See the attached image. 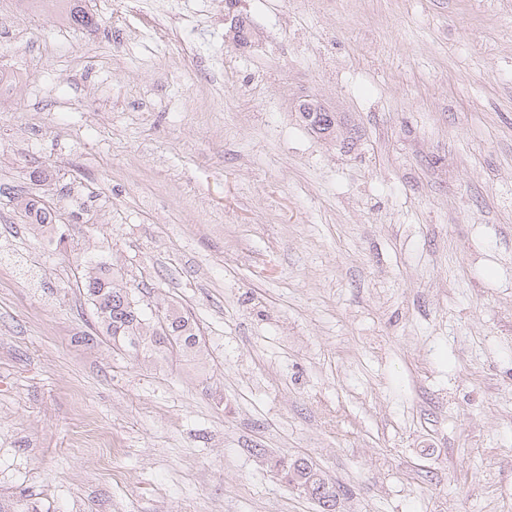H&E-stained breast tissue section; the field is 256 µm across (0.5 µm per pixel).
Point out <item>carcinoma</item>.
Here are the masks:
<instances>
[{"label":"carcinoma","instance_id":"1","mask_svg":"<svg viewBox=\"0 0 512 512\" xmlns=\"http://www.w3.org/2000/svg\"><path fill=\"white\" fill-rule=\"evenodd\" d=\"M302 122L314 133L330 136L336 133V115L333 112H307L300 109ZM25 222L39 231H50L51 240L61 245L65 242L62 226L54 223L50 210L36 199L21 203ZM83 294L93 305L95 321L103 335L112 340V346L124 350L134 358L140 356L179 355L198 356L204 347L195 322L187 314L173 308L162 307L164 322L155 319L153 308L141 303L139 293L145 286L128 287L123 275L103 260H86L81 265ZM276 472L292 484L305 486L310 497L317 496L322 486H327L329 506L326 512H334L336 487L318 471L302 462V459H277L273 462Z\"/></svg>","mask_w":512,"mask_h":512}]
</instances>
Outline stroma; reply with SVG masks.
I'll use <instances>...</instances> for the list:
<instances>
[{
	"mask_svg": "<svg viewBox=\"0 0 512 512\" xmlns=\"http://www.w3.org/2000/svg\"><path fill=\"white\" fill-rule=\"evenodd\" d=\"M85 8L0 0V512H321L274 456L336 512H512V0ZM94 255L204 354L100 341ZM305 103L300 106V115L302 121L308 126L314 133L331 136L336 132V115L333 112H305L303 108ZM21 212L25 218V222L30 226L38 228L41 234L45 230H49L52 234L49 241H56L57 245L64 244L65 232L62 225L53 224L54 218L50 210L36 199L23 201L21 204ZM305 458H296L290 460L284 459H276L273 462V468L276 469L278 475L285 479V481L289 484H299L305 486L304 492L311 497V499L315 500V496L317 497V492H319L320 488L325 484L328 485L327 491L325 494L329 493V500L326 503H329V506L324 508L321 507L323 512H332L336 506V487L329 483L318 471L307 464H304L302 460ZM325 503V504H326Z\"/></svg>",
	"mask_w": 512,
	"mask_h": 512,
	"instance_id": "obj_1",
	"label": "stroma"
}]
</instances>
